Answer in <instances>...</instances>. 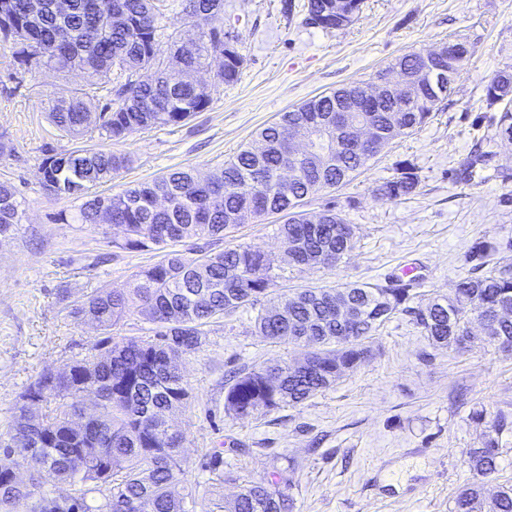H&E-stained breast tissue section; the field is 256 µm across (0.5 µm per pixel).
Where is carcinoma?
<instances>
[{
	"mask_svg": "<svg viewBox=\"0 0 512 512\" xmlns=\"http://www.w3.org/2000/svg\"><path fill=\"white\" fill-rule=\"evenodd\" d=\"M330 0H307L304 22L322 18ZM26 0H0V41L9 42L15 60L31 69L51 67L59 72L78 69L87 84L68 98L51 100L50 118L57 129L71 137L84 133L93 100L105 89L109 99L100 110V136L121 140L154 126L179 125L204 112L212 102L190 83L172 85L168 73L203 67L207 58L224 55L221 82L239 80L242 57L237 36L224 30V0H181L180 13L196 27L204 41L193 51L173 40L163 48L166 28L164 4L158 0H71L69 11L58 12L54 0L36 28L26 22ZM126 14L128 24L113 21L115 11ZM152 72L140 81L134 75ZM505 105L491 94L486 101L502 106L498 132L512 137V72L495 75ZM354 85L316 95L284 112L278 121L262 128L257 138L224 168L205 180L191 170L174 169L149 182L127 187L101 199L93 197L80 207L84 224H97L101 201L112 206L123 228L115 246L163 254L139 270L125 288L104 287L89 295L76 314H90L108 331L136 310L154 325V335L130 337L121 343L105 336L93 354L43 370L20 393L7 428L0 429V512H15L21 500L29 512H194L193 491H176L187 484L181 449L184 434L169 420L188 405V383L174 365L206 342L205 327L213 320L246 305H255L274 286L272 256L257 246L222 251L203 247L182 251L186 240L224 236L230 223H245L269 213H287L280 225L282 238L300 243V262L309 254L328 253L345 259L356 240L336 234L345 219L334 209L321 212V223L309 224L295 201L324 189L345 185L365 167L369 156H350L343 164L298 162L297 180L285 185L279 170L291 163L283 143L288 132L314 116L329 122L340 98ZM452 88L427 90L413 110L387 97L371 112L381 137L388 143L421 127ZM130 158L110 149L82 148L46 155L40 165L45 191L59 197L84 199L78 187L101 184L127 168ZM416 166L408 160L396 164L395 173L378 187L388 200L406 199L419 189ZM169 197L165 208L155 206V194ZM23 211L13 188L0 185V229L21 223ZM512 248V242L479 241L468 252V261L479 269L492 253ZM345 297L358 310L353 335L369 338L395 314L413 317L415 324L435 345L458 347L469 338L462 314L478 308L490 312L500 303L512 307V271L501 267L478 277L461 278L454 296L443 297L431 320L420 308L409 305L406 284H346L336 288H306L283 296L288 311L276 307L255 317L257 333L274 342L303 349L304 364L272 363L237 369L225 380L224 409L236 417L263 416L283 405L304 402L336 384L369 353L363 343L339 342L344 327L336 324L332 310L336 297ZM512 350V316L502 317L488 337ZM96 395L94 420L84 430L73 426L84 414L88 393ZM38 397L46 408L34 419L27 399ZM471 468L484 478L497 471L498 443L491 438L468 452ZM201 468L224 482V450H214ZM54 480L46 484V476ZM282 474L272 472L260 482H249L230 501L215 500L202 512H287L288 495L281 489ZM90 493L99 494L97 505L88 504ZM456 512H482L481 486L462 490ZM494 512H512V485L497 494Z\"/></svg>",
	"mask_w": 512,
	"mask_h": 512,
	"instance_id": "1",
	"label": "carcinoma"
}]
</instances>
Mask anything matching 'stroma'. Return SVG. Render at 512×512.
I'll use <instances>...</instances> for the list:
<instances>
[{
	"label": "stroma",
	"mask_w": 512,
	"mask_h": 512,
	"mask_svg": "<svg viewBox=\"0 0 512 512\" xmlns=\"http://www.w3.org/2000/svg\"><path fill=\"white\" fill-rule=\"evenodd\" d=\"M224 0V25L239 34L242 68L237 83L218 79L210 58L200 76L210 107L189 122L157 126L110 142L131 167L93 192L107 195L176 168L207 176L223 167L279 114L344 84L369 81L397 57L461 38L472 47L454 91L421 128L394 140L343 187L306 198L302 208L342 212L357 243L335 267L289 265L278 233L284 215L270 214L225 232L215 250L259 246L275 259V286L256 306L208 326L196 353L178 359L191 399L172 420L184 432L182 451L197 496L211 489L200 460L223 448L232 480L220 488L237 495L243 483L281 470L293 499L291 512H454L455 498L477 479L468 451L490 437L500 457L487 496L512 482V351L485 338L465 348L433 346L404 314L395 315L369 341L368 357L333 387L303 403L261 417L224 411L230 368L292 361L291 345L258 336L259 309L284 293L313 286L410 283L414 305L451 295L467 275V254L478 241L512 238V142L497 133L498 108L485 88L512 69V0H363L347 27L324 31L303 22L304 0ZM81 72L27 70L0 41V184L10 185L24 217L0 239V426L7 425L23 389L45 369L82 359L102 333L75 310L94 289L125 287L160 251L115 247L119 228L100 230L80 220V201L42 187L46 150L97 147V129L61 135L47 108L51 97L84 85ZM488 152L471 181L457 179L474 148ZM414 163L416 195L400 201L376 188L398 161ZM482 410L483 420L472 417Z\"/></svg>",
	"instance_id": "1"
}]
</instances>
